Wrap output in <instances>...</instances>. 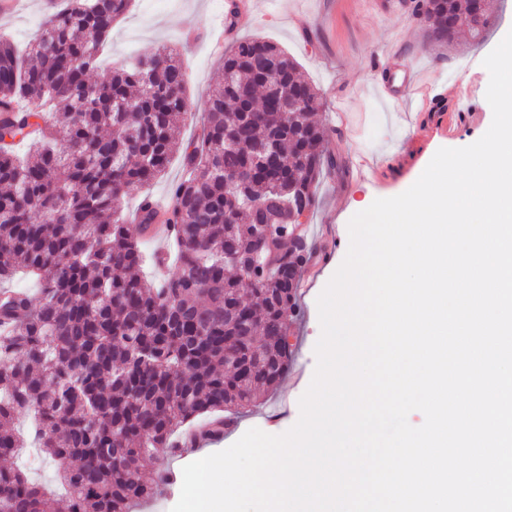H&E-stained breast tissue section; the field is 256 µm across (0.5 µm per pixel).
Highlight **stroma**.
Instances as JSON below:
<instances>
[{
  "mask_svg": "<svg viewBox=\"0 0 512 512\" xmlns=\"http://www.w3.org/2000/svg\"><path fill=\"white\" fill-rule=\"evenodd\" d=\"M44 0H21L14 16L0 19V32L18 48L36 39L47 16ZM249 0L240 18L224 25L214 0H133L117 20L101 52L92 78L101 82L126 59L151 54L161 45L178 48L186 73L190 109L176 132L182 145L196 139L205 102L222 77L221 56L211 51L212 34L227 31L228 41L262 38L278 44L319 91L323 107L316 119L324 131L328 155L336 166L319 183L317 204L304 231L316 244L298 288L301 315L290 322L293 364L277 388L243 415L245 428L281 434L300 416L299 409L280 411L283 392L297 387L316 366L314 348L321 335L317 298L344 260L343 243L351 217L378 198L407 190L439 148H460L480 139L492 122L483 97L489 73L482 61L512 30V0H488L490 25L482 42L462 33L455 46L425 38V25L412 11L411 0ZM416 70L432 96L451 100L457 88L468 93L472 110L460 113L454 131L437 126L425 112L421 96L394 106L378 91L381 82L401 90L409 70ZM13 467L63 497L55 477L58 464L29 448L11 461ZM185 458L157 449L144 470L155 493L137 504L136 512H170L180 490L164 486L162 471L182 470Z\"/></svg>",
  "mask_w": 512,
  "mask_h": 512,
  "instance_id": "stroma-1",
  "label": "stroma"
}]
</instances>
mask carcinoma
I'll return each instance as SVG.
<instances>
[{"label":"carcinoma","mask_w":512,"mask_h":512,"mask_svg":"<svg viewBox=\"0 0 512 512\" xmlns=\"http://www.w3.org/2000/svg\"><path fill=\"white\" fill-rule=\"evenodd\" d=\"M131 2L64 0L25 51L0 38V283L25 271L40 284L36 304L24 291L0 295V459L24 446L15 423L33 413L31 440L59 462L68 512H130L153 494L142 479L153 449L188 422L255 405L288 373L290 318L316 245L303 234L261 239L255 226L286 229L312 214L316 185L336 165L313 120L319 93L275 43L239 40L224 54L197 146L173 137L187 114L173 51L91 82ZM412 9L445 46L463 29L481 40L489 24L486 0ZM31 102L50 104L54 121L42 127V113L23 109ZM37 131L35 150L19 157ZM241 141L275 160L231 149ZM178 153L189 175L167 217L176 271L155 283L139 274L141 238L157 220L149 198L134 224L116 214ZM226 171L240 182L226 183ZM54 507L25 472L0 467V512Z\"/></svg>","instance_id":"carcinoma-1"}]
</instances>
